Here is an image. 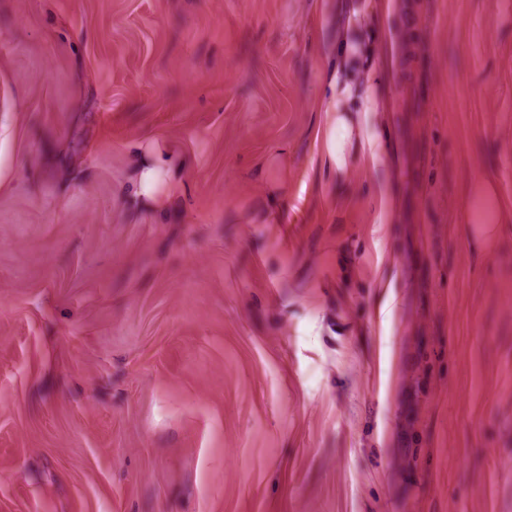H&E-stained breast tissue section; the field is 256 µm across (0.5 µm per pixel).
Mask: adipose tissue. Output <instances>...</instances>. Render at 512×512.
<instances>
[{
  "instance_id": "adipose-tissue-1",
  "label": "adipose tissue",
  "mask_w": 512,
  "mask_h": 512,
  "mask_svg": "<svg viewBox=\"0 0 512 512\" xmlns=\"http://www.w3.org/2000/svg\"><path fill=\"white\" fill-rule=\"evenodd\" d=\"M379 10L366 0H338L336 5L340 27L334 58L321 76V110L329 135L326 167L338 175L356 162L376 166L382 154L380 141L364 132L359 119L360 114L382 110L374 94L379 45L374 22ZM184 167V159L171 151L139 157L134 167L138 193L152 196L159 184L175 183Z\"/></svg>"
}]
</instances>
